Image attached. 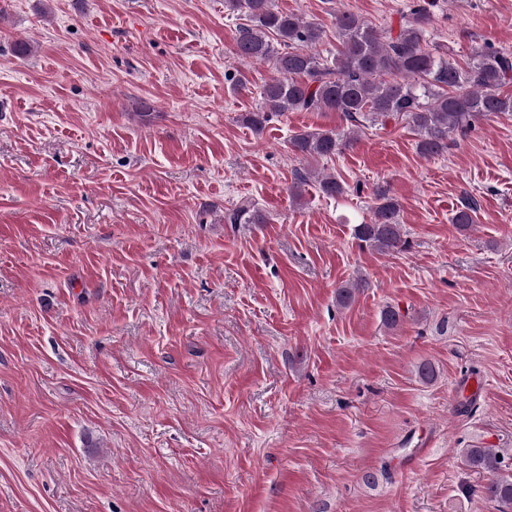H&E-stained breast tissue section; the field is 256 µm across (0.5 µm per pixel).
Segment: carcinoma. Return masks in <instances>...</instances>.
Masks as SVG:
<instances>
[{"label": "carcinoma", "instance_id": "carcinoma-1", "mask_svg": "<svg viewBox=\"0 0 512 512\" xmlns=\"http://www.w3.org/2000/svg\"><path fill=\"white\" fill-rule=\"evenodd\" d=\"M233 14L244 15L237 25V56L272 64L274 76L261 91L263 106L243 117L256 130L273 113L340 112L350 123L383 125L404 120L418 136L417 151L424 157L448 150V141L464 135L489 115L512 116V96L497 90L512 79V53L478 46L460 67L427 48L430 15L418 6L396 37L386 36L360 16L339 11L335 17L336 53L316 51L325 30L294 13L279 10L274 0H224ZM350 141L334 129L300 131L290 145L303 158H327ZM321 192L337 197L345 192L332 175L318 178ZM369 221L354 226L360 245L380 254L402 250L400 205L382 189L374 192ZM477 200L466 194L459 200L453 223L466 230L473 224ZM227 224H264V215L242 204L224 215ZM365 280L359 276L336 288V304L348 307ZM463 461L489 474L482 496L512 512V474L503 473L504 459L494 448H466Z\"/></svg>", "mask_w": 512, "mask_h": 512}]
</instances>
